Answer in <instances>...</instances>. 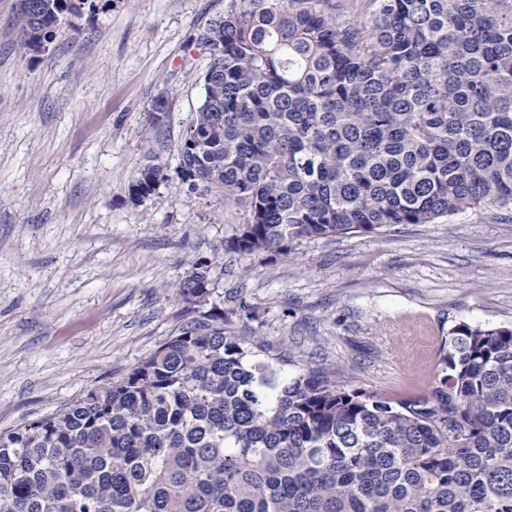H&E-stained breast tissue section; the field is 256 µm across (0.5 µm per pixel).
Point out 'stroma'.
<instances>
[{"label":"stroma","instance_id":"obj_1","mask_svg":"<svg viewBox=\"0 0 512 512\" xmlns=\"http://www.w3.org/2000/svg\"><path fill=\"white\" fill-rule=\"evenodd\" d=\"M225 3L112 0L34 53L18 0H0V430L112 382L209 314L389 400L436 387L457 324L512 327V207L305 239L286 259L225 252L242 212L174 173L209 62L196 36ZM153 163L168 181L133 201ZM197 258L214 282L188 303L174 286Z\"/></svg>","mask_w":512,"mask_h":512}]
</instances>
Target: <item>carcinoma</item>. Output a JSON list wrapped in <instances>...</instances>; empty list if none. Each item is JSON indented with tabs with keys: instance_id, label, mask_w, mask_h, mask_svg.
Listing matches in <instances>:
<instances>
[{
	"instance_id": "1",
	"label": "carcinoma",
	"mask_w": 512,
	"mask_h": 512,
	"mask_svg": "<svg viewBox=\"0 0 512 512\" xmlns=\"http://www.w3.org/2000/svg\"><path fill=\"white\" fill-rule=\"evenodd\" d=\"M112 0H33L22 46ZM175 169L244 212L238 255L512 207V0H227ZM161 163L129 186L168 180ZM212 267L175 285L209 294ZM429 396L191 321L120 378L0 430V512H512V328L456 325Z\"/></svg>"
}]
</instances>
